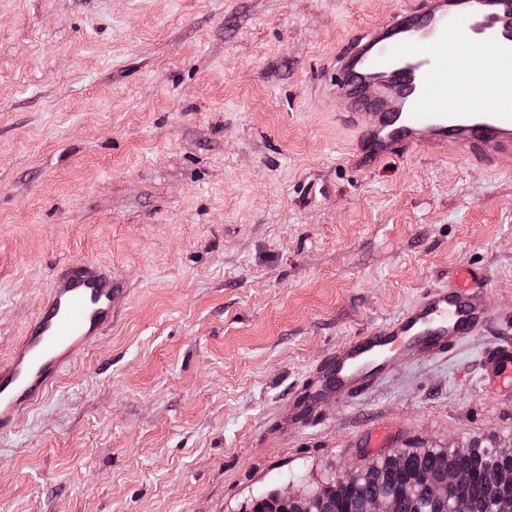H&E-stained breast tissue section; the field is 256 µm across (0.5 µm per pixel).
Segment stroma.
<instances>
[{
    "instance_id": "obj_1",
    "label": "stroma",
    "mask_w": 512,
    "mask_h": 512,
    "mask_svg": "<svg viewBox=\"0 0 512 512\" xmlns=\"http://www.w3.org/2000/svg\"><path fill=\"white\" fill-rule=\"evenodd\" d=\"M406 0H0V362L61 270L126 288L0 437V512H243L393 448H512L496 336L300 412L328 351L472 265L512 332V172L354 165L324 67ZM484 381L493 391L512 389V336L504 335L494 353L488 358Z\"/></svg>"
}]
</instances>
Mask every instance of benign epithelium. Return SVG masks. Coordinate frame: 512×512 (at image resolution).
Instances as JSON below:
<instances>
[{
	"instance_id": "7a95c632",
	"label": "benign epithelium",
	"mask_w": 512,
	"mask_h": 512,
	"mask_svg": "<svg viewBox=\"0 0 512 512\" xmlns=\"http://www.w3.org/2000/svg\"><path fill=\"white\" fill-rule=\"evenodd\" d=\"M376 464L371 460L360 466L344 469L329 482L311 492L297 491L284 493L276 491L265 498L262 504L264 512H323L328 500L344 497L348 488L363 477L367 470ZM475 475L469 470L448 467L444 463L435 472H427L401 487L398 497H379L369 501L365 512H397V501L413 500L421 494L431 501L436 512H455V493L465 490ZM490 485L500 488H512V468H502L487 474Z\"/></svg>"
}]
</instances>
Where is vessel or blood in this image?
Instances as JSON below:
<instances>
[{
    "mask_svg": "<svg viewBox=\"0 0 512 512\" xmlns=\"http://www.w3.org/2000/svg\"><path fill=\"white\" fill-rule=\"evenodd\" d=\"M342 110L356 130L358 164L398 152L440 148L495 170L512 169V0H406L388 19L354 36L328 70ZM479 269L460 271L448 287L426 289L402 318L333 350L326 381L337 398L369 387L398 350L436 355L477 335L492 318ZM121 294L111 274L76 266L43 302L10 361L0 365V434L60 368L78 360L111 324ZM484 381L512 389V336L488 358Z\"/></svg>",
    "mask_w": 512,
    "mask_h": 512,
    "instance_id": "obj_1",
    "label": "vessel or blood"
}]
</instances>
